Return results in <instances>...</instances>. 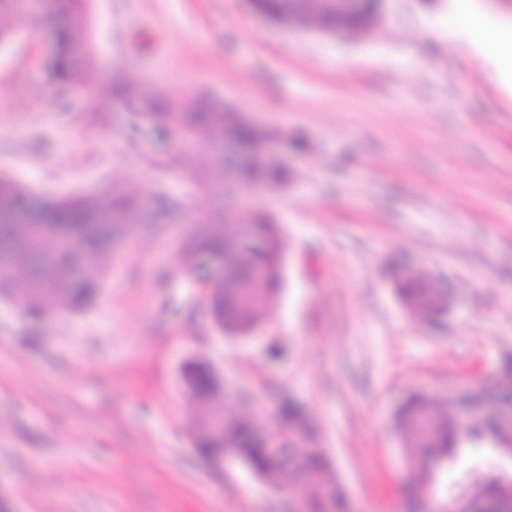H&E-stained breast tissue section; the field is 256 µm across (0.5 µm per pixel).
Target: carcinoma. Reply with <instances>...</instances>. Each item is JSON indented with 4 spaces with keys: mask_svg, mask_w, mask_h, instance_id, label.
I'll use <instances>...</instances> for the list:
<instances>
[{
    "mask_svg": "<svg viewBox=\"0 0 512 512\" xmlns=\"http://www.w3.org/2000/svg\"><path fill=\"white\" fill-rule=\"evenodd\" d=\"M87 0H50L48 14L58 18L52 28L53 53L46 67L47 78L62 89L85 87L88 92L106 95L113 105L127 112L133 129L151 128L158 141L175 137L176 149L158 166L198 180L224 195V207L235 203V191L245 183L274 190L288 183L287 169L271 163L260 150L267 133L241 112L227 111L211 97L191 89L160 92L147 78L113 80L96 85L86 77L93 64L92 50L85 35ZM310 14L309 24L316 30L343 27L350 38L369 32L378 8L376 0H356L347 14L336 15L321 0H251L253 10L277 24L298 6ZM22 0H0V16L27 19ZM235 139L247 155L241 167L233 157L218 163L214 150L225 137ZM0 203L10 207L12 217L0 218V268H22L26 287L22 305L33 315L43 310V300L63 295L73 308L87 302L99 288L88 275L112 241L126 236L131 224H165L185 210L182 201L159 197L152 208L142 210L140 199L123 187L111 188L103 195L80 194L65 198L36 197L11 176L0 173ZM214 217H198L193 224L203 229L188 235L184 249L190 270L208 263L221 270L223 277L209 284L210 300L224 295V278L238 281L232 297L224 305V318L251 326L260 324L265 307L277 296L283 273L274 264L283 242L273 216L260 210L240 218L253 226L247 237L228 238L217 232ZM256 266L269 268V278L258 286L247 277ZM398 293L407 308L429 319L442 310L435 307L428 289L417 285L414 274L404 278ZM186 377L190 391L199 399L213 400L212 385L201 364L189 367ZM477 394L495 399L510 420L480 423L466 434L457 431L455 405L448 399H434L423 393L409 395L395 413V425L404 436L406 464L412 469V512H430L433 495L440 494L447 467L468 452L487 449L500 457L512 455V360L505 361L490 385H480ZM278 416L288 429H300L302 439L313 436L301 408L294 400L280 399ZM204 455L231 453L247 463L259 476L275 482L286 468L292 477L283 487L288 498L299 503L301 512H325V497L332 492L335 512H347L342 487L330 477L331 466L321 448L297 446L283 438L279 454L264 448L252 423L224 414V435L209 431L199 439ZM463 476L473 479V512H486L493 505L499 512H512V483L496 476L484 477L470 469Z\"/></svg>",
    "mask_w": 512,
    "mask_h": 512,
    "instance_id": "carcinoma-1",
    "label": "carcinoma"
}]
</instances>
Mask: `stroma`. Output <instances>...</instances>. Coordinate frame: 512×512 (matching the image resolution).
Returning a JSON list of instances; mask_svg holds the SVG:
<instances>
[{
  "instance_id": "stroma-1",
  "label": "stroma",
  "mask_w": 512,
  "mask_h": 512,
  "mask_svg": "<svg viewBox=\"0 0 512 512\" xmlns=\"http://www.w3.org/2000/svg\"><path fill=\"white\" fill-rule=\"evenodd\" d=\"M452 8L386 0L350 41L286 30L249 0H88L99 83L205 92L282 141L290 180L253 200L278 219L284 285L255 335L218 332L187 270V222L132 225L94 303L49 300L37 324L15 271L0 295V512H288L244 463L218 472L199 456L211 407L184 382L197 358L264 433L281 430L277 397L301 403L356 512H404L401 399L489 382L512 355V89ZM13 26L0 172L44 197L122 184L183 201L189 219L222 208L216 190L155 169L163 148L107 97L46 79L49 28ZM403 264L447 285V317L404 306Z\"/></svg>"
}]
</instances>
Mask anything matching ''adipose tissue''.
Segmentation results:
<instances>
[{"instance_id":"adipose-tissue-1","label":"adipose tissue","mask_w":512,"mask_h":512,"mask_svg":"<svg viewBox=\"0 0 512 512\" xmlns=\"http://www.w3.org/2000/svg\"><path fill=\"white\" fill-rule=\"evenodd\" d=\"M455 11L472 50L491 59L499 78L512 87V31L487 26L473 0H456Z\"/></svg>"}]
</instances>
